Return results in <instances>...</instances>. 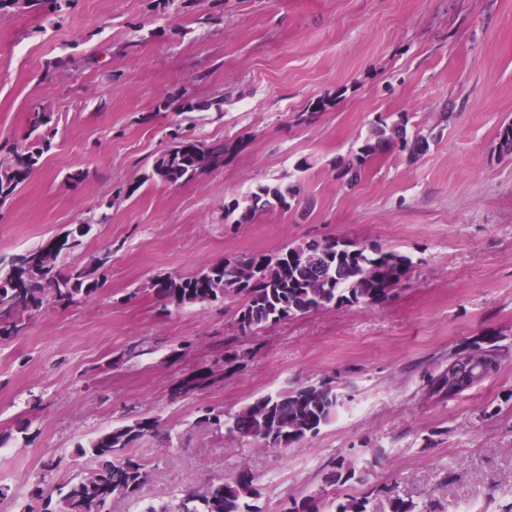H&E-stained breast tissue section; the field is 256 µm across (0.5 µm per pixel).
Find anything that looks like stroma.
Segmentation results:
<instances>
[{
    "instance_id": "1",
    "label": "stroma",
    "mask_w": 512,
    "mask_h": 512,
    "mask_svg": "<svg viewBox=\"0 0 512 512\" xmlns=\"http://www.w3.org/2000/svg\"><path fill=\"white\" fill-rule=\"evenodd\" d=\"M72 0L61 25L42 9L0 11V143H24L28 116L51 113V148L0 202V269L70 225L106 213L64 268L112 261L93 299L44 306L0 340V512H27L39 478L88 467L78 445L148 414L172 434L134 447L150 464L137 512L247 466L264 512L325 489L343 455L390 512L388 488L433 512H505L512 504V0ZM335 105L310 104L335 95ZM220 97L223 112L161 110L164 99ZM443 135L416 158L392 150L347 188L336 178L378 118L409 134L440 115ZM236 151L223 167L170 186L144 181L174 133ZM307 171H298L301 161ZM83 181L67 182L70 172ZM299 182L307 211L223 220L257 185ZM376 243L408 255L386 303L311 311L240 337L235 296L206 307L163 304L152 284L227 258L274 254L310 238ZM477 336L495 340L498 373L455 398L426 381ZM248 356L186 395L182 381L231 349ZM334 379L343 404L316 437L287 448L239 442L200 423L254 398ZM50 456L62 465L43 474Z\"/></svg>"
}]
</instances>
